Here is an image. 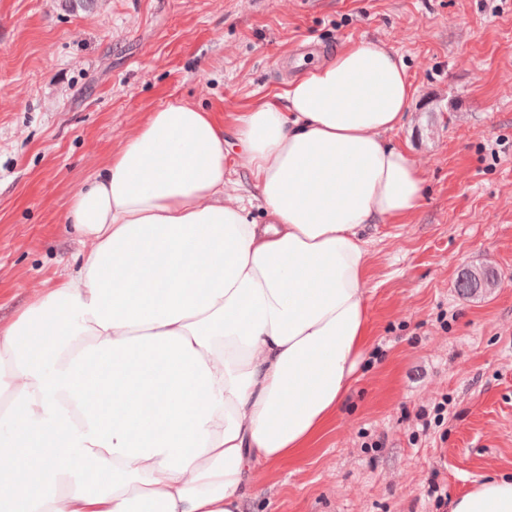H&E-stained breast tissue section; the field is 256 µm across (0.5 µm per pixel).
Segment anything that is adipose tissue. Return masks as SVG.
I'll return each instance as SVG.
<instances>
[{
	"instance_id": "obj_1",
	"label": "adipose tissue",
	"mask_w": 512,
	"mask_h": 512,
	"mask_svg": "<svg viewBox=\"0 0 512 512\" xmlns=\"http://www.w3.org/2000/svg\"><path fill=\"white\" fill-rule=\"evenodd\" d=\"M414 89L385 44L336 48L234 118L175 100L69 198L90 251L0 323V512H244L259 467L313 447L370 343L363 233L420 208L389 132ZM451 512H512L487 478ZM239 162L236 156L231 153L227 168L229 172L226 174V177L231 180V183L228 185L230 192L244 196L247 193L246 189H252L253 181L248 170Z\"/></svg>"
}]
</instances>
